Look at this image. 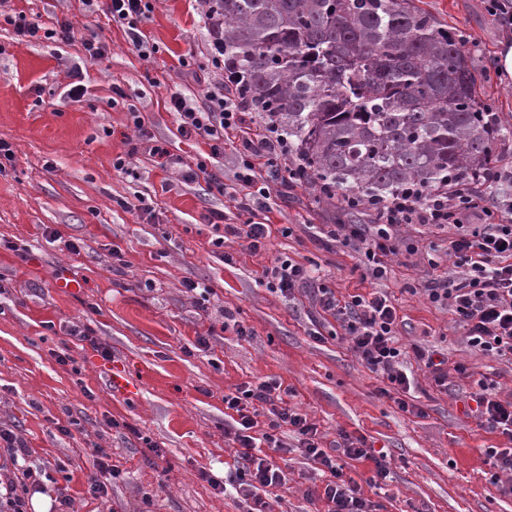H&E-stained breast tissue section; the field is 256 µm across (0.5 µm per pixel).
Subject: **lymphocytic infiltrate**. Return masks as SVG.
Masks as SVG:
<instances>
[{"label": "lymphocytic infiltrate", "mask_w": 512, "mask_h": 512, "mask_svg": "<svg viewBox=\"0 0 512 512\" xmlns=\"http://www.w3.org/2000/svg\"><path fill=\"white\" fill-rule=\"evenodd\" d=\"M101 1L113 21L125 27L141 57L156 53V45L143 39L140 25L150 18L157 0H84V4L91 9ZM203 2L208 61L213 69L223 72L224 79L200 101L172 93L169 108L176 115L181 134L205 140L211 156L223 151L225 136L234 135L241 146L240 164L230 185L209 172L203 160L183 171L182 177L190 182L205 180L222 194H240L239 208L254 216L267 210L270 197L268 188L259 186L257 171L286 157L288 140L275 123L257 129L247 121L254 104L233 63L224 57L218 0ZM208 221L210 226L224 228L223 236L213 241L217 247L230 236L243 240L246 249L256 253L265 248L270 235L269 225L254 219L246 224H229L223 213L213 211ZM405 224H420L447 237L446 255L453 271L427 281L424 294L429 302L454 315L470 347L485 354L512 355V204L487 205L480 193L465 184L427 200L422 199L420 190L410 187L392 202L374 207L371 223L331 224L324 234L335 241L357 243L367 260V270L380 278L387 272L386 257L398 251L400 229ZM260 281L268 291L291 299L298 293H309L316 313L340 325L350 351L367 369L381 375L397 393L407 394L414 389L415 378L407 365L411 354L396 335V308L386 295L375 292L368 297L356 294L339 299L335 289L314 282L307 268L290 258L275 259L264 267ZM468 398L473 403L471 414L479 425L512 437V401L501 400L499 387L478 383ZM262 405L269 408L272 427L288 428L296 440L290 447L269 434L266 442L284 454L292 448L298 450L327 473L317 494L326 512H376L375 503L365 497L363 488L387 480L386 453L367 444L365 438L346 433L340 434L334 448H325L316 424L289 406L281 382L272 378L238 386L225 394L224 408L232 412L233 418L224 434L239 451L224 481L213 482L215 491L223 494L234 490L237 498L248 504V512H266L261 489L287 485V473L272 458L252 453L254 432L259 426L258 408ZM27 454L24 439L14 429L0 426V512H28L26 496L30 488L42 484L41 470L26 465ZM346 458L373 463V474L366 485L345 475L342 461Z\"/></svg>", "instance_id": "f902f5d3"}]
</instances>
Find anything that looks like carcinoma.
Here are the masks:
<instances>
[{
  "instance_id": "carcinoma-1",
  "label": "carcinoma",
  "mask_w": 512,
  "mask_h": 512,
  "mask_svg": "<svg viewBox=\"0 0 512 512\" xmlns=\"http://www.w3.org/2000/svg\"><path fill=\"white\" fill-rule=\"evenodd\" d=\"M221 14L226 56L288 138L293 175L350 213L468 182L512 136L488 119L458 31L415 0H221Z\"/></svg>"
}]
</instances>
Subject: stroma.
<instances>
[{"label": "stroma", "instance_id": "35a3bbf8", "mask_svg": "<svg viewBox=\"0 0 512 512\" xmlns=\"http://www.w3.org/2000/svg\"><path fill=\"white\" fill-rule=\"evenodd\" d=\"M439 24L477 44L469 59L479 77L481 101L512 124V79L496 69V54L511 36L487 9V0H416ZM29 21L51 25L67 16L77 39L69 44L18 39L0 19V137L14 159L0 170V423L19 426L27 463L48 473L43 487L66 496L71 512H242L232 494L216 493L233 465L224 436V394L274 378L288 402L317 424L326 441L345 432L388 454V487L366 486L370 463L346 461L344 471L365 486L377 512H512L489 448H511L512 438L478 425L466 397L478 380L512 392V359L476 354L448 310L435 307L422 287L435 269H449L446 240L406 224L401 236L416 254L398 251L383 278L367 277L355 247L322 238L325 224H364L338 201H321L314 187L272 184L267 213L250 216L230 196L209 191L205 181H184L136 151L138 132L128 116L136 107L145 128L183 163L207 159L208 169L230 181L239 161L235 138L209 157L202 139L183 136L169 95L203 97L219 81L208 70V36L200 0H159L142 23L157 45L141 58L123 27L83 0H12ZM100 37L108 56L85 58L84 38ZM190 57L199 77L184 73ZM80 65L84 96L67 93L69 67ZM124 99L114 100L113 87ZM130 155L135 176L112 160ZM131 202L122 209L120 200ZM154 211L142 218L134 202ZM231 224L250 219L269 224L265 250H246L241 240L210 243L209 211ZM293 233L285 237L282 227ZM79 242V253L65 241ZM27 247L29 260L17 250ZM232 264H225V255ZM302 263L320 282L348 296L378 291L397 313L404 347L441 349L448 356V389L440 391L421 360L409 357L417 386L412 410L382 394L383 382L333 336L316 340L306 296L288 299L260 282L262 269L279 256ZM211 288L198 304L185 282ZM232 312L246 335L221 330ZM79 326L111 350L103 361L70 335ZM208 336L207 345L198 337ZM68 353L72 361L57 360ZM133 383V393L112 389L111 376ZM69 425L70 435L57 431ZM103 448L120 478L106 499L89 491L96 469L86 451ZM290 481L282 495L268 494L267 512H323L307 498L322 479L300 452L287 454Z\"/></svg>", "mask_w": 512, "mask_h": 512}]
</instances>
